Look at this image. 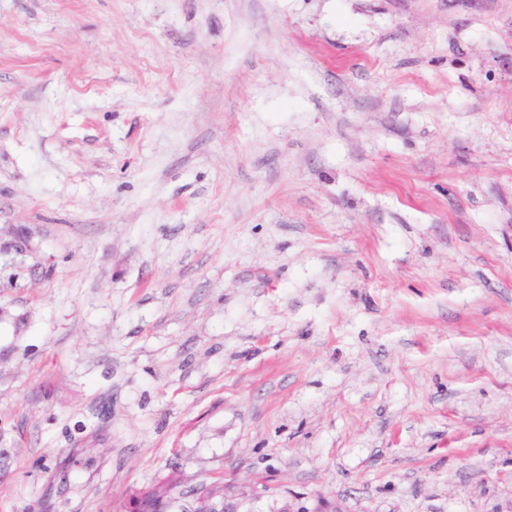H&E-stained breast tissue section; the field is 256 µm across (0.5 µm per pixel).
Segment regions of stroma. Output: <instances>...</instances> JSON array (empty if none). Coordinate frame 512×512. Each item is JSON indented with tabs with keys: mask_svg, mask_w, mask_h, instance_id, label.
I'll return each instance as SVG.
<instances>
[{
	"mask_svg": "<svg viewBox=\"0 0 512 512\" xmlns=\"http://www.w3.org/2000/svg\"><path fill=\"white\" fill-rule=\"evenodd\" d=\"M512 512V0H0V512ZM245 484V483H242ZM242 484L218 482L200 484L191 491L193 503L191 507H180V512H240L237 510L236 499H244L258 494L254 485L238 487Z\"/></svg>",
	"mask_w": 512,
	"mask_h": 512,
	"instance_id": "stroma-1",
	"label": "stroma"
}]
</instances>
